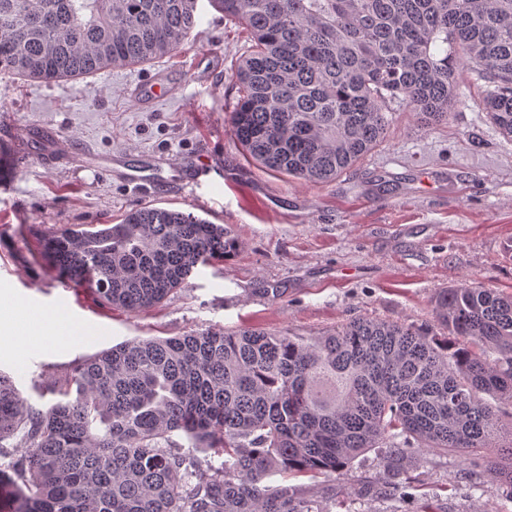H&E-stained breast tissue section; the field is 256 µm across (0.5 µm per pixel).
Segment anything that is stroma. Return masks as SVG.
Listing matches in <instances>:
<instances>
[{
    "mask_svg": "<svg viewBox=\"0 0 512 512\" xmlns=\"http://www.w3.org/2000/svg\"><path fill=\"white\" fill-rule=\"evenodd\" d=\"M250 45L243 26L200 0L196 28L171 55L56 83L0 75V114H10L26 157L0 174L10 186L0 191V300L43 314L51 329L37 348L24 345L26 322L0 333V372L33 408L60 400L75 363L134 339L211 327L320 336L358 318L444 339L432 311L441 289L470 278L512 293V140L483 109L484 80L461 72L451 115L437 125L394 106L378 146L336 180L310 183L259 166L234 139L232 74ZM150 79L170 90L143 106L131 89ZM42 135L59 150L144 170L159 189L45 164L26 147ZM146 202L224 225V260L198 266L184 288L140 313L98 306L88 288L58 294L28 226L116 224ZM74 329L87 337L61 341ZM386 455L368 449L341 477L266 483L289 482L319 512H500L508 492L482 459L419 451L392 469Z\"/></svg>",
    "mask_w": 512,
    "mask_h": 512,
    "instance_id": "stroma-1",
    "label": "stroma"
}]
</instances>
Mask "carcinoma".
Here are the masks:
<instances>
[{"instance_id": "obj_1", "label": "carcinoma", "mask_w": 512, "mask_h": 512, "mask_svg": "<svg viewBox=\"0 0 512 512\" xmlns=\"http://www.w3.org/2000/svg\"><path fill=\"white\" fill-rule=\"evenodd\" d=\"M209 2L250 32L230 124L267 170L335 179L384 138L394 103L423 126L448 120L457 57L491 84L484 109L512 139V0ZM197 21L198 0H0V74L51 83L139 65L176 51ZM30 234L56 277L134 313L230 245L224 225L158 206ZM433 311L445 341L359 318L323 336L206 329L121 343L74 365L66 400L45 411L0 374L13 512H314L263 480L341 475L380 445L391 468L422 448L466 461L490 449L512 503V295L468 281ZM198 449L222 466L203 469Z\"/></svg>"}]
</instances>
